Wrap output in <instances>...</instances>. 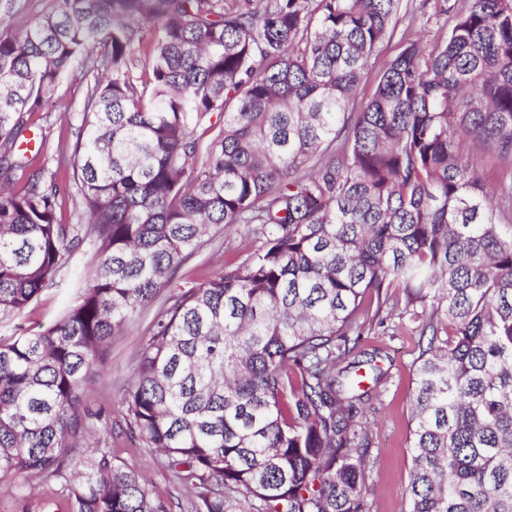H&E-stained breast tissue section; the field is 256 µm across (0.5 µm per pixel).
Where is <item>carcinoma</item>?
<instances>
[{"mask_svg": "<svg viewBox=\"0 0 512 512\" xmlns=\"http://www.w3.org/2000/svg\"><path fill=\"white\" fill-rule=\"evenodd\" d=\"M402 0H58L0 32V323L81 247L80 300L0 337V481L37 475L65 512H173L109 445L87 453L84 382L112 337L217 230L242 260L179 287L135 355L126 430L189 489L185 512H363L361 325L420 327L408 512H512V217L464 156L512 161V0H437L368 101ZM82 59L72 178L15 152ZM21 191L4 188L15 172ZM418 1L404 0L393 40L384 44L380 52L369 63L358 90L357 107L365 103L386 64L399 52L401 37L421 38L424 43H432L446 35L448 31L447 17L434 16L431 8L424 11L415 9V5L418 6Z\"/></svg>", "mask_w": 512, "mask_h": 512, "instance_id": "1", "label": "carcinoma"}]
</instances>
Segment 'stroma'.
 <instances>
[{
	"label": "stroma",
	"instance_id": "stroma-1",
	"mask_svg": "<svg viewBox=\"0 0 512 512\" xmlns=\"http://www.w3.org/2000/svg\"><path fill=\"white\" fill-rule=\"evenodd\" d=\"M56 5L57 0H0V24L13 31L24 29L54 11ZM447 31L446 17L434 16L429 8L417 10L415 0H404L396 25V38L384 44L371 59L358 90V103H365L370 96L386 64L398 53L402 39L418 38L431 43L444 37ZM83 93L81 73L72 70L60 80L44 108L34 114L21 144L22 149L33 156L34 167L46 165L56 170L59 181L66 186L67 194L60 211V219L65 224L83 221L69 162L81 131ZM223 237V245L204 247L184 263L176 273V283L201 281L217 273L225 261L244 258L245 228L232 227L224 231ZM83 286V258L78 255L72 259L68 273L58 279L56 285L47 288L39 301L26 311L20 326L32 331L50 326L77 300ZM160 308V303H153L120 335L113 337L107 358L96 366L89 383L88 408L100 409L116 417L123 413L124 387L134 369L135 352ZM418 341L419 334L414 325L393 319L382 327H363L358 342L362 359H374L385 374L378 391L370 396L367 512H408L409 408ZM112 451L115 456L137 464L142 479L158 495L172 501H186L187 491L166 470L162 457L150 449L132 447L121 432L112 435ZM50 500V485L43 480H33L24 495L10 484L0 482V512H42Z\"/></svg>",
	"mask_w": 512,
	"mask_h": 512
}]
</instances>
